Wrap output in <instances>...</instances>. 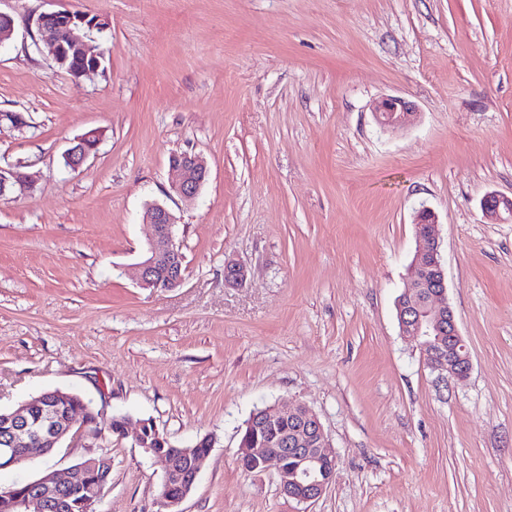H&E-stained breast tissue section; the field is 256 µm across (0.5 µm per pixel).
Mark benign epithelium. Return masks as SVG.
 <instances>
[{
  "label": "benign epithelium",
  "mask_w": 512,
  "mask_h": 512,
  "mask_svg": "<svg viewBox=\"0 0 512 512\" xmlns=\"http://www.w3.org/2000/svg\"><path fill=\"white\" fill-rule=\"evenodd\" d=\"M60 3V8L42 12L29 19L36 27V45L39 51L64 70L75 82L97 74L104 55L92 51L75 31L100 28L98 19ZM371 112L384 129L409 127L416 123L418 112L401 97H385L373 103ZM98 136L88 132L77 138L76 144L64 153L67 166L80 167L97 147ZM170 165L179 179L172 190L183 198H191L200 190L208 176L203 157L188 152L174 154ZM29 187L28 175L17 170L0 169V195L13 187ZM486 215L497 218L501 212L512 216V198L488 194L482 201ZM153 229L146 255L139 264L140 284L145 288L172 289L181 286L184 276L180 268L181 250L175 242V219L160 204H151L144 215ZM419 249L408 268L406 285L396 303L401 335L417 341L427 367L438 372L443 379L462 380L471 369L467 343L461 335L453 309L446 297V272L437 237V219L434 213L422 208L414 220ZM32 403H24L13 414H0V436L8 437L9 447L0 448V469L41 456V447H55L72 428L89 427L88 422L69 415L58 425L48 416L29 422ZM289 421L298 426L299 435L291 447L280 450L273 440L266 439L260 446L239 448L237 463L247 473H260L275 468L279 476L282 495L299 502L319 499L336 477V458L326 448L330 442L323 424L315 412L297 404L288 409L272 405L253 414L248 429L254 432L269 423ZM144 423L136 429V440L144 452L159 462L164 471V486L176 488L178 493L162 494L157 500L158 512H183L181 505L191 493L201 466L208 454H200L192 445L176 448L165 454L156 448L145 447L142 432ZM189 467H184L183 462ZM98 465L96 458H85L75 464L72 471L54 470L50 474L28 482L25 488L0 487V495L9 499L15 512H66L68 493L83 486L86 473Z\"/></svg>",
  "instance_id": "obj_1"
}]
</instances>
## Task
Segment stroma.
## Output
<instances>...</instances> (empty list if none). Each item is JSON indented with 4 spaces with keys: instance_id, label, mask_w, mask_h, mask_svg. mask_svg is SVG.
<instances>
[{
    "instance_id": "obj_1",
    "label": "stroma",
    "mask_w": 512,
    "mask_h": 512,
    "mask_svg": "<svg viewBox=\"0 0 512 512\" xmlns=\"http://www.w3.org/2000/svg\"><path fill=\"white\" fill-rule=\"evenodd\" d=\"M105 69L74 83L33 46L53 0H0V411L48 389L214 446L184 512H512V0H68ZM419 122L383 130L373 101ZM25 116L20 131L5 113ZM97 130L78 169L63 154ZM209 174L170 195V157ZM175 218L184 283L142 287L149 204ZM438 217L447 297L470 352L444 380L400 334L396 300ZM247 279L225 281L227 262ZM320 418L336 480L283 496L237 464L255 408ZM105 453L99 512H156L163 471L134 436L72 430L32 481Z\"/></svg>"
}]
</instances>
